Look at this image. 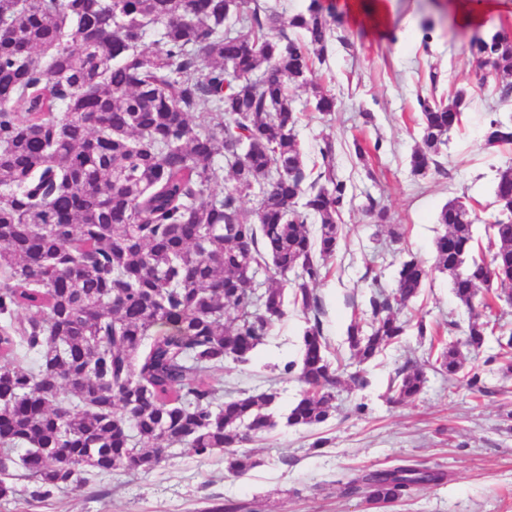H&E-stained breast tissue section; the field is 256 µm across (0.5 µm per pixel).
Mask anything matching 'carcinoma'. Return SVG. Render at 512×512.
<instances>
[{"label": "carcinoma", "mask_w": 512, "mask_h": 512, "mask_svg": "<svg viewBox=\"0 0 512 512\" xmlns=\"http://www.w3.org/2000/svg\"><path fill=\"white\" fill-rule=\"evenodd\" d=\"M158 24L164 47L148 52ZM332 33L320 0L286 21L267 0H0V502L15 499L16 476L47 499L89 475L149 473L168 448L222 452L225 473L239 477L254 466L244 445L329 419L345 381L314 285L351 197L330 141L307 164L289 85L311 86ZM469 51L503 79L498 100L508 101L512 31L473 37ZM312 93L315 111H335L333 96ZM203 106L211 111L192 118ZM418 106L409 165L425 177L442 169L466 93ZM511 147L512 122L490 118L482 149ZM219 155L233 183L217 195ZM493 206L488 260L473 255L470 197L442 207L433 265L401 261L393 291L373 292L364 322L348 326L358 362L400 342L411 322L399 311L436 271L468 313L466 345L477 352L497 335L491 361L512 375V332L488 321L512 299V166L497 173ZM364 209L388 223L373 196ZM289 304L313 322L300 360L283 365L301 391L277 417L276 391L226 389L212 375L250 364ZM437 361L450 377L463 368L451 344ZM425 383L405 367L393 398L412 401ZM446 479L405 462L357 475L345 493L390 505Z\"/></svg>", "instance_id": "cac0c4a2"}]
</instances>
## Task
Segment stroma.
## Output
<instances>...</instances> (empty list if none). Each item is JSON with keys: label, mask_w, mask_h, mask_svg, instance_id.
Masks as SVG:
<instances>
[{"label": "stroma", "mask_w": 512, "mask_h": 512, "mask_svg": "<svg viewBox=\"0 0 512 512\" xmlns=\"http://www.w3.org/2000/svg\"><path fill=\"white\" fill-rule=\"evenodd\" d=\"M375 0H322L341 15L324 63L312 80L337 101L335 112L305 110L310 88L295 89L304 112L296 128L306 156L324 140L335 148L336 171L354 194L339 222L341 246L314 287L329 356L345 374L362 373L365 388L345 384L330 418L313 427H277L256 438L249 449L254 468L226 475L224 457L200 458L188 449L172 450L151 473L101 475L82 488L67 487L45 501L21 493L0 512H204L208 499H233L247 512H376L363 494H344L354 474L402 460L440 466L448 480L412 491L385 512H512V377L499 373L489 358L498 351L487 337L480 351L461 347L464 369H478L489 389L473 395L462 378L443 374L429 339L409 333L375 360L360 364L346 343L352 318L361 317L376 286L392 290L401 260L414 256L434 262V243L445 231L437 217L448 200L467 195L479 216L476 238L495 216L493 183L498 170L512 165V152L490 154L481 139L490 110L512 117V100L499 103L496 82L473 62L472 34L489 37L512 27V0L480 11L469 23L464 9L480 10V0H383L386 20L376 25ZM465 90L462 126L443 146L444 173L413 175L409 157L419 141L417 98ZM381 142L377 153L358 158L354 140ZM381 199L391 224L403 232L392 241L386 227L365 212L366 196ZM410 321L438 328L447 341L460 340L468 315L452 294L447 275L433 273L421 294L402 313ZM307 314L288 309L268 342L248 366L225 364V383L251 391L274 389L278 410L286 412L301 386L283 374L284 362L300 357ZM457 322L448 330L447 322ZM426 374L424 391L414 401L389 403V385L406 362Z\"/></svg>", "instance_id": "35a3bbf8"}]
</instances>
